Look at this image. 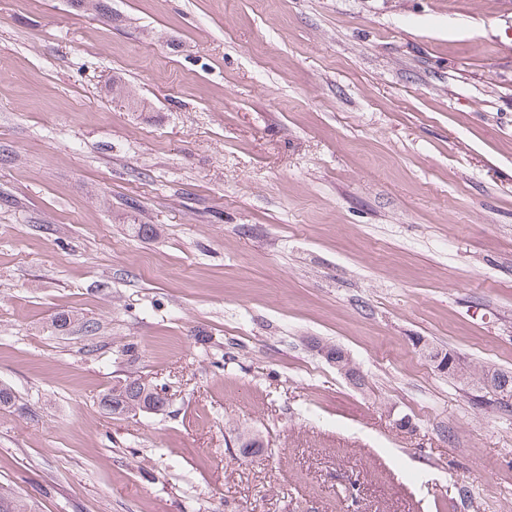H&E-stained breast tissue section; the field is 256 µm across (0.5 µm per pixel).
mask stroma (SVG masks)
Here are the masks:
<instances>
[{
  "label": "stroma",
  "mask_w": 512,
  "mask_h": 512,
  "mask_svg": "<svg viewBox=\"0 0 512 512\" xmlns=\"http://www.w3.org/2000/svg\"><path fill=\"white\" fill-rule=\"evenodd\" d=\"M108 3L0 0V485L36 512H512V407L419 348L512 371V10ZM132 373L165 411L101 407ZM319 352L329 363L336 366V369L344 374L354 385L359 386V378L361 375L343 350L341 354H334L329 349H321Z\"/></svg>",
  "instance_id": "stroma-1"
}]
</instances>
